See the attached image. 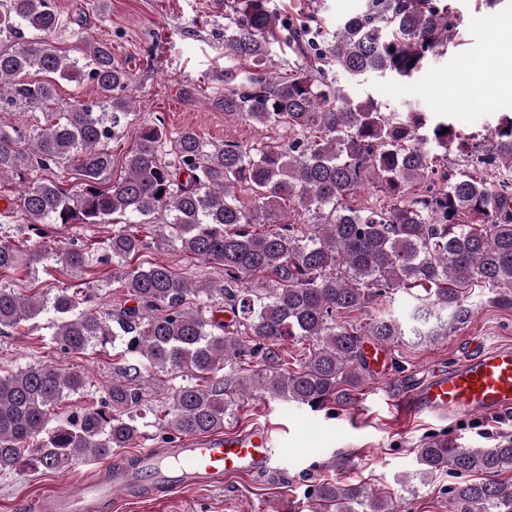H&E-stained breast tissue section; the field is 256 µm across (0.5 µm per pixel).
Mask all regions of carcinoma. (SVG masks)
I'll use <instances>...</instances> for the list:
<instances>
[{"label":"carcinoma","instance_id":"cac0c4a2","mask_svg":"<svg viewBox=\"0 0 512 512\" xmlns=\"http://www.w3.org/2000/svg\"><path fill=\"white\" fill-rule=\"evenodd\" d=\"M224 16L230 64L212 105L283 129L288 144L209 143L189 128L168 131L158 116L139 128L127 176L107 186L109 144L131 115L128 72L88 36H79L80 60L54 46V0H0L1 111L46 108L57 78H86L101 95L46 113L40 127L0 124V179L21 186L16 207L31 232L17 243L5 229L13 206L0 213V272L48 259L53 224L112 225L104 246L59 255L74 282L53 297L0 286V334L45 316L63 351L121 347L107 395L54 426L51 411L84 390L85 376L48 363L0 372V472L57 470L133 447L145 436L146 383L161 375L174 382L172 405L155 423L173 433L170 443L223 429L232 389L313 412L349 402L364 383L365 341L387 348L446 336L470 321L474 288L512 309V113L497 117L484 145L446 113L389 112L334 79L413 78L460 44L449 0H368L330 35L302 21L281 37L270 0H224ZM281 42L302 63L277 73L266 64ZM452 150L465 156L455 174L442 170ZM61 167L80 176L76 190L44 175ZM290 198L300 223L288 221ZM148 224L169 228L188 257L222 267L224 280L198 287L138 262L151 248L140 232ZM109 263L123 298L102 315L85 307L93 292L83 274ZM399 293L412 299L405 314L376 305ZM289 340L310 343L291 370L275 351ZM416 462L424 479L448 468L472 476L448 490V512H512V439L450 448L434 438ZM306 495L314 512H402L364 483L322 479Z\"/></svg>","mask_w":512,"mask_h":512}]
</instances>
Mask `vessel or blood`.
Here are the masks:
<instances>
[{"instance_id": "1", "label": "vessel or blood", "mask_w": 512, "mask_h": 512, "mask_svg": "<svg viewBox=\"0 0 512 512\" xmlns=\"http://www.w3.org/2000/svg\"><path fill=\"white\" fill-rule=\"evenodd\" d=\"M404 412L456 420L474 414L512 413V347L498 346L463 358L453 369L434 371L402 398ZM276 453L267 431L229 437L190 436L167 451L138 455L136 467L113 459L108 472H93L72 493L48 494L30 512H103L118 494L156 496L159 489L223 486L229 474L269 472Z\"/></svg>"}]
</instances>
